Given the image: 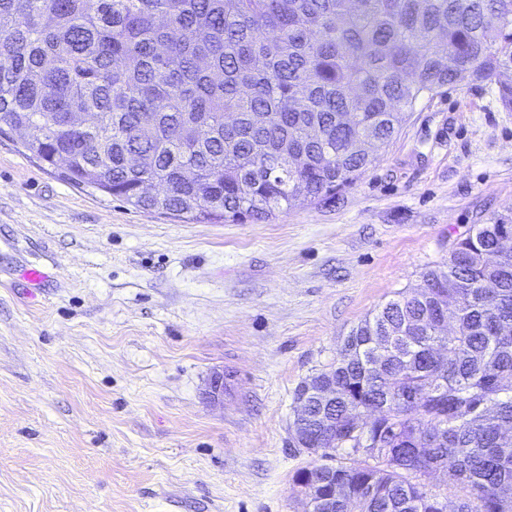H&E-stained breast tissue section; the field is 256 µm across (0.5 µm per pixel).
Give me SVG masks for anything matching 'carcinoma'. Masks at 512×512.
<instances>
[{"instance_id":"obj_1","label":"carcinoma","mask_w":512,"mask_h":512,"mask_svg":"<svg viewBox=\"0 0 512 512\" xmlns=\"http://www.w3.org/2000/svg\"><path fill=\"white\" fill-rule=\"evenodd\" d=\"M512 0H0V127L65 179L189 221L259 222L326 201L372 164L407 113L462 73L496 83L512 111ZM165 186L159 201L139 193ZM512 216L460 234L448 260L345 337L336 512H442L418 481L447 465L458 512H512ZM459 329L439 334V312ZM379 411L368 447L344 419ZM444 431L438 448L424 437ZM373 458L371 465L367 459Z\"/></svg>"}]
</instances>
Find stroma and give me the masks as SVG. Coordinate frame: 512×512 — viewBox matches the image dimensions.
I'll list each match as a JSON object with an SVG mask.
<instances>
[{
	"mask_svg": "<svg viewBox=\"0 0 512 512\" xmlns=\"http://www.w3.org/2000/svg\"><path fill=\"white\" fill-rule=\"evenodd\" d=\"M373 156L336 199L195 223L0 134V512H300L293 477L319 458L292 443L296 387L449 239L512 213L494 84L421 98Z\"/></svg>",
	"mask_w": 512,
	"mask_h": 512,
	"instance_id": "1",
	"label": "stroma"
}]
</instances>
